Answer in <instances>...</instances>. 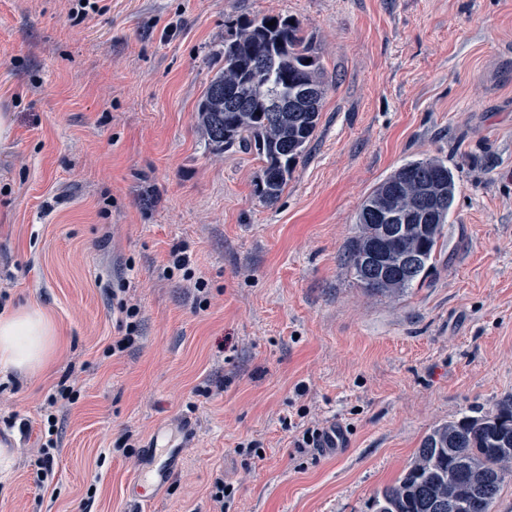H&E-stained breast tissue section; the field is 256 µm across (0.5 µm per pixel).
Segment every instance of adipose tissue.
<instances>
[{
	"instance_id": "obj_1",
	"label": "adipose tissue",
	"mask_w": 512,
	"mask_h": 512,
	"mask_svg": "<svg viewBox=\"0 0 512 512\" xmlns=\"http://www.w3.org/2000/svg\"><path fill=\"white\" fill-rule=\"evenodd\" d=\"M53 327L37 309L7 310L0 314V368L27 373L47 363Z\"/></svg>"
}]
</instances>
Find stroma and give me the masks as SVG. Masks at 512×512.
I'll list each match as a JSON object with an SVG mask.
<instances>
[{
    "label": "stroma",
    "instance_id": "obj_1",
    "mask_svg": "<svg viewBox=\"0 0 512 512\" xmlns=\"http://www.w3.org/2000/svg\"><path fill=\"white\" fill-rule=\"evenodd\" d=\"M101 5L76 24L65 0H0V307L56 333L37 374L0 369V512H213L219 472L228 512H372L433 428L512 396V0ZM268 14L299 23L332 82L272 203L262 160L214 152L196 112L229 28ZM426 157L457 178L441 252L424 285L372 293L344 263L359 205ZM178 243L207 309L163 274ZM110 283L142 310L113 357ZM65 377L78 400L42 480ZM333 422L342 454L296 447ZM160 429L180 466L138 505L126 488ZM68 379H63L56 386V390L54 393L50 394L46 399V409H50V413L48 414L47 421L49 424L48 428V440L42 444L39 449V458L37 459V464L41 471V475L43 479H47L48 475L52 472V462H53V452L58 448L57 440H55L52 436L54 435L55 429V415L52 413V409L56 407V405L65 401V403L74 404L75 403V393L78 390L74 389V386L71 384L67 385Z\"/></svg>",
    "mask_w": 512,
    "mask_h": 512
}]
</instances>
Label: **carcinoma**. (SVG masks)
<instances>
[{"mask_svg":"<svg viewBox=\"0 0 512 512\" xmlns=\"http://www.w3.org/2000/svg\"><path fill=\"white\" fill-rule=\"evenodd\" d=\"M275 21L270 26L268 22ZM222 63L197 104V119L216 152L234 146L264 162L256 184L266 201L279 198L317 131L329 78L300 26L279 15L239 21L224 37ZM279 95L286 112L266 111ZM456 176L440 158L408 160L376 184L357 215L358 234L346 261L358 282L376 294L401 295L424 282L436 260L454 205ZM433 203L421 211V202ZM383 213L406 218L389 244L384 271L359 266L379 236ZM512 475V398L496 411L475 410L431 430L394 484L373 498V512H493Z\"/></svg>","mask_w":512,"mask_h":512,"instance_id":"carcinoma-1","label":"carcinoma"}]
</instances>
